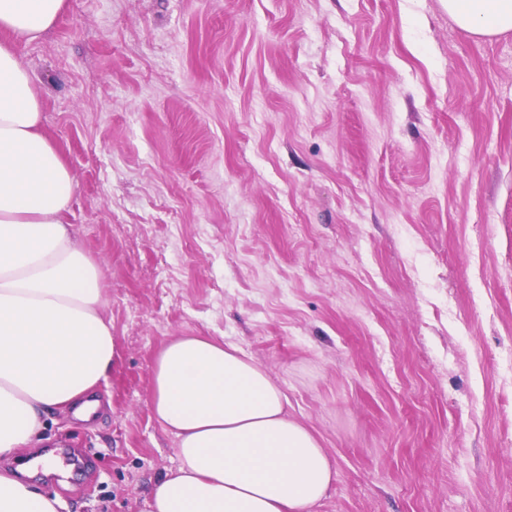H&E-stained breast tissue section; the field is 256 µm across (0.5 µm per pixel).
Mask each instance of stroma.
<instances>
[{"mask_svg":"<svg viewBox=\"0 0 512 512\" xmlns=\"http://www.w3.org/2000/svg\"><path fill=\"white\" fill-rule=\"evenodd\" d=\"M115 359L45 418L58 512L179 465L157 352L240 347L335 480L311 512H512V32L440 0H65L19 51Z\"/></svg>","mask_w":512,"mask_h":512,"instance_id":"obj_1","label":"stroma"}]
</instances>
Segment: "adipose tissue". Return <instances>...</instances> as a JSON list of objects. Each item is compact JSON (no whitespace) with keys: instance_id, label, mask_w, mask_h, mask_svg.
Here are the masks:
<instances>
[{"instance_id":"1","label":"adipose tissue","mask_w":512,"mask_h":512,"mask_svg":"<svg viewBox=\"0 0 512 512\" xmlns=\"http://www.w3.org/2000/svg\"><path fill=\"white\" fill-rule=\"evenodd\" d=\"M478 37L512 31V0H441ZM65 0H0V458L33 447L52 409L89 419L88 395L115 346L102 273L73 238L74 179L41 134L37 85L17 56L55 22ZM267 370L237 347L200 336L168 341L152 372V409L178 439L179 466L140 512H310L334 472L291 417ZM0 512H58L18 471L0 468Z\"/></svg>"}]
</instances>
